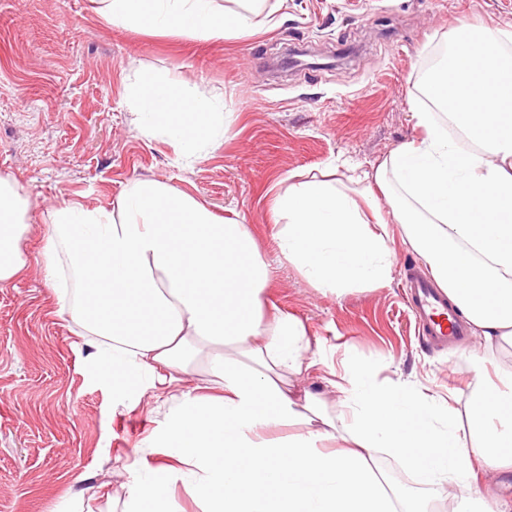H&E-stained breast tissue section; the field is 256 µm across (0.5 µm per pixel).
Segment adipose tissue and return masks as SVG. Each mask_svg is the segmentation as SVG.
Wrapping results in <instances>:
<instances>
[{
  "mask_svg": "<svg viewBox=\"0 0 512 512\" xmlns=\"http://www.w3.org/2000/svg\"><path fill=\"white\" fill-rule=\"evenodd\" d=\"M107 23L133 31L213 40L278 26L267 0H93ZM141 133L167 138L192 164L224 138L222 101L199 102L173 77L125 84ZM434 111L415 114L418 139L380 163L299 178L271 188L278 259L322 292L390 284L400 227L483 351L512 347V30L485 24L456 32L451 62L429 82ZM30 201L0 176V284L28 266L20 247ZM41 268L62 310L92 340L96 360L138 395L178 383L206 360L215 396L184 393L149 444L177 459L178 472L148 471L124 512H175L173 476L186 478L202 512H503L472 487L475 469L512 471V367L479 386L465 410L405 379L381 381L344 358L332 386L343 411L331 419L320 397L295 401L294 379L316 367L303 323L269 312L271 262L248 225L216 216L161 180H137L111 209L79 200L49 214ZM323 426L268 438V430ZM390 449L428 486L429 499L395 487L375 462Z\"/></svg>",
  "mask_w": 512,
  "mask_h": 512,
  "instance_id": "1",
  "label": "adipose tissue"
}]
</instances>
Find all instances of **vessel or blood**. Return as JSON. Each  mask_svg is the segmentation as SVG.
<instances>
[{
    "instance_id": "b4317fda",
    "label": "vessel or blood",
    "mask_w": 512,
    "mask_h": 512,
    "mask_svg": "<svg viewBox=\"0 0 512 512\" xmlns=\"http://www.w3.org/2000/svg\"><path fill=\"white\" fill-rule=\"evenodd\" d=\"M406 304L415 316L417 332L435 343L458 341L466 332L445 292L426 276L412 272L407 276Z\"/></svg>"
}]
</instances>
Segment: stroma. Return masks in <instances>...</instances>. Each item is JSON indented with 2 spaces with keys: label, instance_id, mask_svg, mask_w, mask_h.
<instances>
[{
  "label": "stroma",
  "instance_id": "obj_1",
  "mask_svg": "<svg viewBox=\"0 0 512 512\" xmlns=\"http://www.w3.org/2000/svg\"><path fill=\"white\" fill-rule=\"evenodd\" d=\"M278 15L272 31L212 41L106 24L90 0H0V174L31 201L30 267L0 285V512H122L128 487L170 463L148 439L182 393L209 379L200 364L135 407L116 398L38 264L47 209L79 200L108 210L132 181L155 178L248 224L272 250L274 182L343 161L367 166L416 138L431 51L464 24L512 27V0H284ZM146 73L178 75L232 113L221 146L193 167L136 129L123 82ZM421 265L396 246L389 286L340 297L275 266L265 298L303 321L320 360L295 380L296 394H322L337 415L325 378L348 355L378 378L399 372L429 394L470 398L457 373L502 356L480 354L472 337L461 347L419 340L403 285Z\"/></svg>",
  "mask_w": 512,
  "mask_h": 512
}]
</instances>
